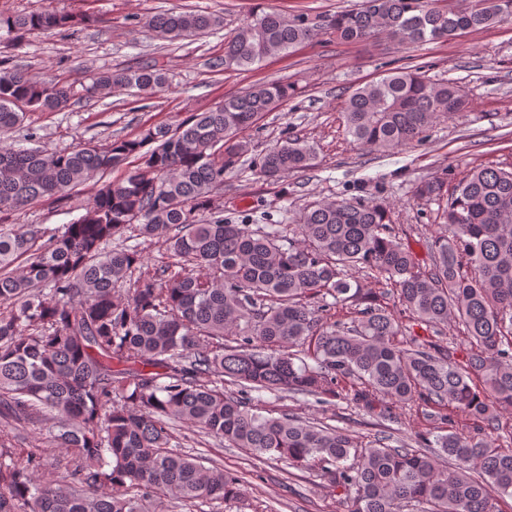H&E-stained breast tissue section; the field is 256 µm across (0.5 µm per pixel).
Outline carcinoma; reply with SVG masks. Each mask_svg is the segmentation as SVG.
I'll return each mask as SVG.
<instances>
[{"label": "carcinoma", "mask_w": 512, "mask_h": 512, "mask_svg": "<svg viewBox=\"0 0 512 512\" xmlns=\"http://www.w3.org/2000/svg\"><path fill=\"white\" fill-rule=\"evenodd\" d=\"M508 20L512 0H362L320 25L257 9L208 67H259L319 35L406 46ZM93 21L48 10L1 14L0 33L15 40ZM146 25L175 41L223 18L171 11ZM165 84L152 64L78 89L0 61V140L31 112ZM295 93L289 83L262 82L131 137L52 153L0 148V215L46 197L65 201L102 180L85 214L61 232L0 224V305L10 306L0 316V512H165L167 502L240 499L242 484L222 465L173 452L174 422L261 460L319 470L348 512H499L512 499V448L496 444L500 410L512 408V166H472L451 187L447 170L415 184L413 195L440 210L428 269L402 242L390 209L365 199L316 200L289 224L224 221L215 194L251 152L243 133ZM469 104L461 83L400 67L355 88L341 115L354 143L390 152ZM315 158L312 144L289 135L253 164L282 180ZM124 164L122 178L104 180ZM125 230L165 235L175 262L150 273L138 250H106ZM393 299L434 335L399 340L408 329ZM339 304L353 310L349 321L332 313ZM451 325L469 344L460 358L442 337ZM265 392L350 397L382 419L396 405L427 407L441 433L404 440L381 432L363 445L315 418L260 413ZM450 410L472 430L456 429ZM25 428L46 429L68 449L61 477L37 479L40 457L14 450ZM433 444L440 453L427 452Z\"/></svg>", "instance_id": "obj_1"}]
</instances>
